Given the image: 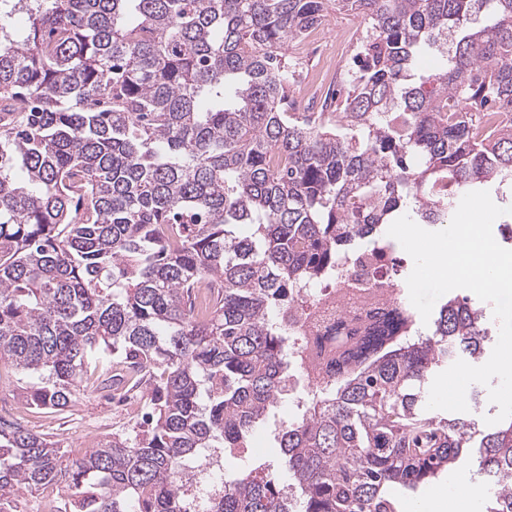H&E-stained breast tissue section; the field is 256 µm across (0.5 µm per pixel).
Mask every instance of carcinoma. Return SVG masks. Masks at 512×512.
I'll return each mask as SVG.
<instances>
[{"label": "carcinoma", "instance_id": "cac0c4a2", "mask_svg": "<svg viewBox=\"0 0 512 512\" xmlns=\"http://www.w3.org/2000/svg\"><path fill=\"white\" fill-rule=\"evenodd\" d=\"M335 4L370 29L346 96L290 112L281 49ZM504 189L512 0H0V364L34 375L30 409L65 411L98 373L147 384L148 409L85 451L0 415V512L50 490L59 512H189L206 449L228 483L209 512H402L464 456L487 512H512V418L426 409L439 367L487 361L492 310L456 293L423 328L374 231L438 230ZM355 245L379 291L345 278L349 313L294 326ZM263 425L277 458L238 467Z\"/></svg>", "mask_w": 512, "mask_h": 512}]
</instances>
